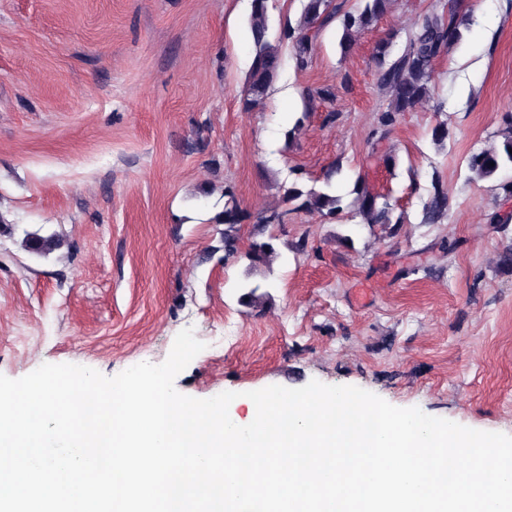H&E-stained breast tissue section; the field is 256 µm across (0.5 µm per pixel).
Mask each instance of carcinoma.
Returning <instances> with one entry per match:
<instances>
[{
	"label": "carcinoma",
	"instance_id": "cac0c4a2",
	"mask_svg": "<svg viewBox=\"0 0 512 512\" xmlns=\"http://www.w3.org/2000/svg\"><path fill=\"white\" fill-rule=\"evenodd\" d=\"M392 0H359L356 10L347 12L341 20L343 34L340 45L343 51H349L353 33L373 27L389 10ZM330 0H307L304 12L297 25H286L275 40L269 37V0H251L249 29L254 55L244 83L243 104L251 107L264 99L272 89L281 64L279 43L289 41L294 49L296 67L308 68L312 62L314 47L308 36V30L327 22L332 14L329 11ZM467 27V16L459 11L450 13L433 10L425 15L419 28L409 35L401 54L391 57L392 38L376 43L374 55L380 66L379 82L390 93V104L381 115L380 127L387 131L392 125L394 114L408 112L431 91L435 62L443 55L448 44L462 37V29ZM304 111L297 118L287 137L300 130L309 112L316 102H331L336 97L330 87L306 89L302 92ZM504 139L503 152L489 153L481 151L468 158L471 172L479 179L492 178L499 169L512 165V114L505 116L501 129ZM291 183L281 186L282 202L295 203L297 208L316 212L320 216L333 220L346 209L343 197L335 194L333 181L341 173L338 165L331 166L323 178L320 188H306L300 183V170ZM355 198L350 203L357 214L367 223H392V208L386 197L374 193L366 187L362 179H357L354 188ZM284 212L271 210L264 212L254 225L251 240L245 251L249 266L254 269L268 268L276 255L274 236L269 234L271 226L283 222ZM448 216V198L442 187L434 185L433 192L423 209V222L439 224ZM248 218L247 212L230 193H224V209L215 216V222L224 225V251L229 255L238 252L237 233L240 225ZM26 247L36 253H49L56 249L59 240L53 236L32 235L27 237Z\"/></svg>",
	"mask_w": 512,
	"mask_h": 512
}]
</instances>
